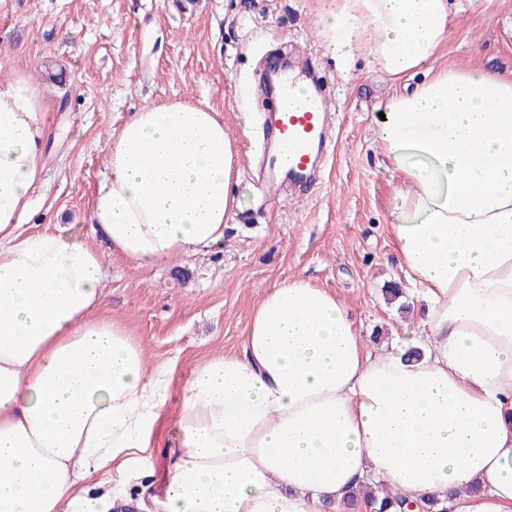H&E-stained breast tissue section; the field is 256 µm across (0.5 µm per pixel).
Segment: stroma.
Masks as SVG:
<instances>
[{
  "mask_svg": "<svg viewBox=\"0 0 512 512\" xmlns=\"http://www.w3.org/2000/svg\"><path fill=\"white\" fill-rule=\"evenodd\" d=\"M327 0H0V60L29 65L51 106L55 134L46 148L44 205L26 233L76 229L107 256L104 301L146 349L149 367L174 364L145 478L113 476L138 495L162 494L193 369L241 347L253 306L283 281L302 276L345 297L373 350L387 348L419 321L411 296L387 302L400 278L389 234L393 181L375 137V116L391 84L356 58L349 76L315 28ZM312 54L337 103L335 151L319 183L301 196L268 202L256 173L241 168L235 188L244 220L222 245L169 265L112 256L88 220V202L106 172L112 130L133 112L174 99L220 112L239 155L265 143L269 103L259 73L287 52ZM478 62L512 74V0L464 14L439 65ZM65 69V84L46 66Z\"/></svg>",
  "mask_w": 512,
  "mask_h": 512,
  "instance_id": "1",
  "label": "stroma"
}]
</instances>
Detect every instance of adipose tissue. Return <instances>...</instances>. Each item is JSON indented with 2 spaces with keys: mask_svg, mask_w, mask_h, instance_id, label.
Listing matches in <instances>:
<instances>
[{
  "mask_svg": "<svg viewBox=\"0 0 512 512\" xmlns=\"http://www.w3.org/2000/svg\"><path fill=\"white\" fill-rule=\"evenodd\" d=\"M482 4L332 0L320 14L337 57L395 85L376 136L424 314L375 353L328 290L296 277L264 293L241 352L185 384L167 489L145 512H329L370 474L454 512H512V76L435 65ZM51 135L28 68L1 63L0 512H111L120 492L90 487L144 464L173 369L148 368L105 313L104 256L79 232L22 233ZM237 154L209 105L142 108L112 132L89 221L137 264L211 247L241 208Z\"/></svg>",
  "mask_w": 512,
  "mask_h": 512,
  "instance_id": "obj_1",
  "label": "adipose tissue"
}]
</instances>
